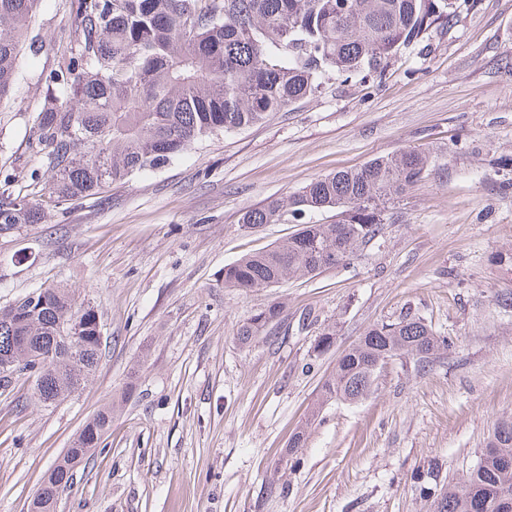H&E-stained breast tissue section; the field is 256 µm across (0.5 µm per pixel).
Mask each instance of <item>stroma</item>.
<instances>
[{
  "instance_id": "1",
  "label": "stroma",
  "mask_w": 512,
  "mask_h": 512,
  "mask_svg": "<svg viewBox=\"0 0 512 512\" xmlns=\"http://www.w3.org/2000/svg\"><path fill=\"white\" fill-rule=\"evenodd\" d=\"M448 23L401 48L383 77L330 79L262 122L214 134L165 166L0 237V307L60 285L98 313L95 375L37 404L0 389V512H28L43 474L113 396L126 400L58 497L57 512H429L416 475L456 479L512 417V0H457ZM69 0H42L0 105V178L48 186L31 149L43 84L67 47ZM426 177L381 236L336 268L243 292L224 267L296 233L242 214L313 179L400 150ZM283 313L249 346L237 329ZM410 314L453 347L403 355L373 393L333 402L298 465L283 457L321 379L377 322ZM336 344L316 355L324 324ZM281 307L271 304L263 310L253 314L244 321L237 330L236 340L241 346L249 345L257 336L273 322L280 320Z\"/></svg>"
}]
</instances>
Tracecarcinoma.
<instances>
[{
	"instance_id": "carcinoma-1",
	"label": "carcinoma",
	"mask_w": 512,
	"mask_h": 512,
	"mask_svg": "<svg viewBox=\"0 0 512 512\" xmlns=\"http://www.w3.org/2000/svg\"><path fill=\"white\" fill-rule=\"evenodd\" d=\"M41 0H0V101L10 96L20 45ZM456 0H70L68 49L45 85L37 121V154L53 173L49 187L23 193L0 184V236L46 221L48 210L100 193L106 185L155 170L199 139L254 125L315 95L321 77H382L400 47L455 13ZM429 155L403 150L364 167L316 178L288 199H272L242 216L258 228L286 209L304 219L334 211L329 224L303 223L286 241L224 267V287L272 288L314 276L353 257L384 226V212L420 182ZM281 307L271 304L237 330L249 345ZM324 327L314 350L335 344ZM101 329L93 307L64 287L36 288L0 308V365L10 384L33 380V396L51 406L83 388L95 373ZM454 341L419 318L370 326L344 350L321 383L306 423L285 454L298 464L306 432L331 401L367 396L377 373L397 356L429 362ZM100 410L41 480L30 512H55L60 488L112 425ZM426 492L432 512H504L512 503V418L498 421L477 465L456 482Z\"/></svg>"
}]
</instances>
